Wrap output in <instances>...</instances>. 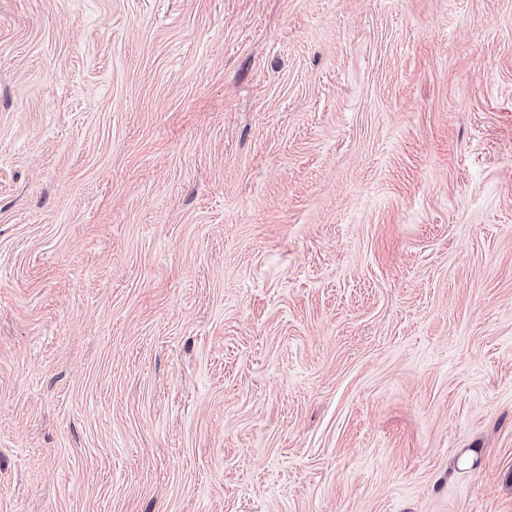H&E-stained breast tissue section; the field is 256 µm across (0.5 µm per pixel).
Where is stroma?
I'll use <instances>...</instances> for the list:
<instances>
[{"label":"stroma","mask_w":512,"mask_h":512,"mask_svg":"<svg viewBox=\"0 0 512 512\" xmlns=\"http://www.w3.org/2000/svg\"><path fill=\"white\" fill-rule=\"evenodd\" d=\"M0 512H512V0H0Z\"/></svg>","instance_id":"35a3bbf8"}]
</instances>
